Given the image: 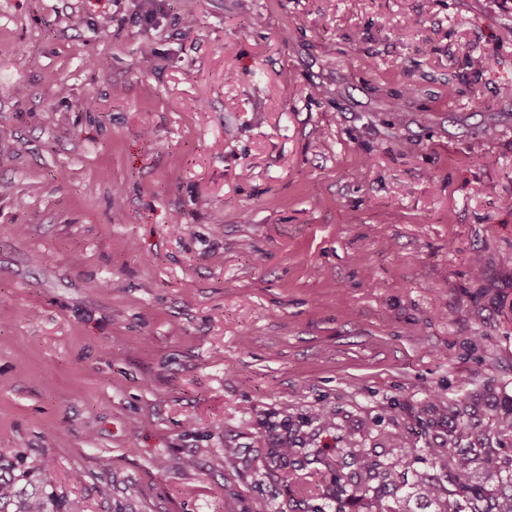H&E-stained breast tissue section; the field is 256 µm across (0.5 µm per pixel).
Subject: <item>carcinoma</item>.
<instances>
[{"mask_svg":"<svg viewBox=\"0 0 512 512\" xmlns=\"http://www.w3.org/2000/svg\"><path fill=\"white\" fill-rule=\"evenodd\" d=\"M448 468L455 475V489L446 490L429 483L417 484L414 493L394 503L369 495L363 478L334 475L336 483L349 488L348 500L363 501L369 512H414L410 503L416 498L435 507L434 512H512V494L496 495L473 482L472 459L461 451L448 453ZM66 501L41 469L0 457V512H66Z\"/></svg>","mask_w":512,"mask_h":512,"instance_id":"cac0c4a2","label":"carcinoma"}]
</instances>
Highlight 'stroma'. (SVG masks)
I'll use <instances>...</instances> for the list:
<instances>
[{
    "label": "stroma",
    "mask_w": 512,
    "mask_h": 512,
    "mask_svg": "<svg viewBox=\"0 0 512 512\" xmlns=\"http://www.w3.org/2000/svg\"><path fill=\"white\" fill-rule=\"evenodd\" d=\"M138 5L0 0V453L70 512L512 492V0ZM473 460L462 451L454 453L448 449V468L455 475V489L446 490L429 483L417 484L414 493L404 495L401 500L395 499L394 505L381 497L370 496L367 479L359 477L356 481L352 477L345 481L344 475L336 472L334 479L339 485L348 486V501H365L368 512H415L410 503L415 495L416 500L424 501L434 506L432 512H462L470 508V512H512V494L509 496L494 495L486 487L478 488L473 482ZM462 502L468 506H463Z\"/></svg>",
    "instance_id": "obj_1"
}]
</instances>
